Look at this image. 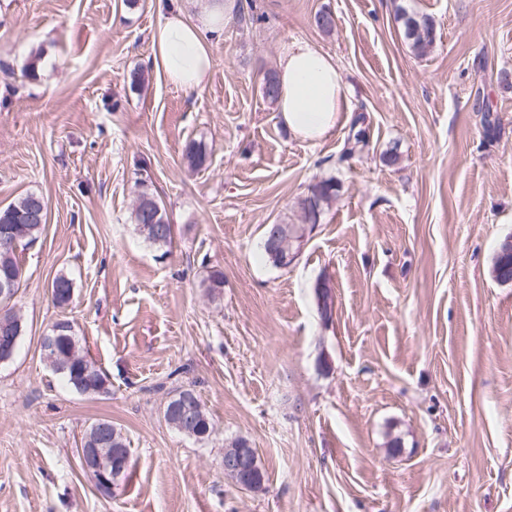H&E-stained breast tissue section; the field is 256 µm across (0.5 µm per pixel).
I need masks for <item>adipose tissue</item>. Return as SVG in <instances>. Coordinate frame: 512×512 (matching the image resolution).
Wrapping results in <instances>:
<instances>
[{
  "instance_id": "1",
  "label": "adipose tissue",
  "mask_w": 512,
  "mask_h": 512,
  "mask_svg": "<svg viewBox=\"0 0 512 512\" xmlns=\"http://www.w3.org/2000/svg\"><path fill=\"white\" fill-rule=\"evenodd\" d=\"M182 0L152 33L155 60L167 79L184 89L201 88L210 73L208 38L221 34L235 0ZM276 111L296 139L319 143L341 122L347 104L342 72L333 56L305 41L286 45L276 70Z\"/></svg>"
}]
</instances>
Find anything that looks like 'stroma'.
<instances>
[{
  "label": "stroma",
  "instance_id": "1",
  "mask_svg": "<svg viewBox=\"0 0 512 512\" xmlns=\"http://www.w3.org/2000/svg\"><path fill=\"white\" fill-rule=\"evenodd\" d=\"M165 2L0 0V206L47 204L17 251L24 330L0 365V512H512V284L492 274L512 235V0H410L435 23L421 57L393 0H237L265 20L229 17L193 91L154 64ZM323 9L333 31L313 24ZM296 40L332 55L347 89L341 124L315 145L262 93ZM359 114L367 144L342 158ZM194 141L208 159L193 171ZM331 177L335 202L275 265L265 225L298 223L299 200ZM144 192L165 206L169 246L131 219ZM61 272L65 309L49 293ZM63 318L107 394L73 391L44 361L41 338ZM181 387L204 404L208 439L166 423ZM99 419L130 450L108 496L77 454ZM239 438L260 490L224 475ZM54 304L62 309L69 306L74 294L73 280L66 274H57L50 285Z\"/></svg>",
  "mask_w": 512,
  "mask_h": 512
}]
</instances>
